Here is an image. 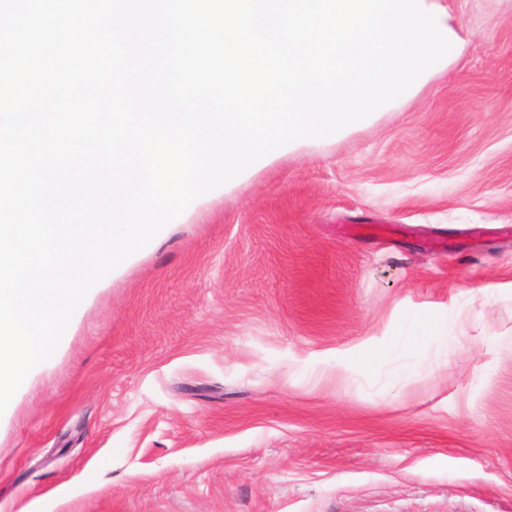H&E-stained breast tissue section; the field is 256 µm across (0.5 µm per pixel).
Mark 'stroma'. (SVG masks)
<instances>
[{
	"mask_svg": "<svg viewBox=\"0 0 512 512\" xmlns=\"http://www.w3.org/2000/svg\"><path fill=\"white\" fill-rule=\"evenodd\" d=\"M442 3L456 64L83 300L0 415V512H512V0Z\"/></svg>",
	"mask_w": 512,
	"mask_h": 512,
	"instance_id": "1",
	"label": "stroma"
}]
</instances>
